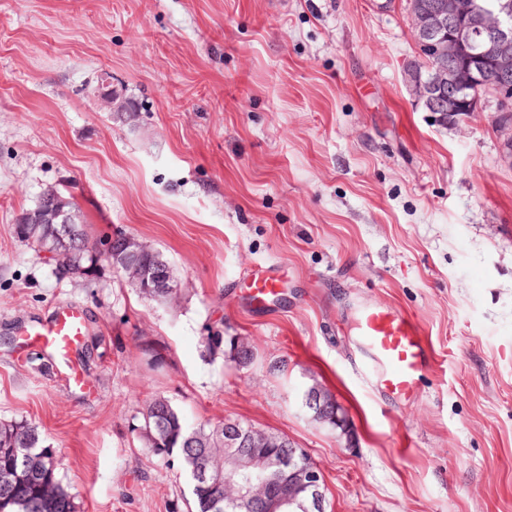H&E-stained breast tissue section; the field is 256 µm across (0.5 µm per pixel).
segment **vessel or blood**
Instances as JSON below:
<instances>
[{
    "instance_id": "1",
    "label": "vessel or blood",
    "mask_w": 512,
    "mask_h": 512,
    "mask_svg": "<svg viewBox=\"0 0 512 512\" xmlns=\"http://www.w3.org/2000/svg\"><path fill=\"white\" fill-rule=\"evenodd\" d=\"M279 293L278 280L269 274H255L245 300L249 305H267ZM84 315L80 309L67 307L56 311L47 324L29 331L31 343L57 361L68 363L83 336ZM368 359L386 393L411 399L422 378L434 365L433 353L412 317L392 308L365 310L357 323Z\"/></svg>"
}]
</instances>
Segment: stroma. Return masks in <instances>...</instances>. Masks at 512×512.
I'll list each match as a JSON object with an SVG mask.
<instances>
[{
  "mask_svg": "<svg viewBox=\"0 0 512 512\" xmlns=\"http://www.w3.org/2000/svg\"><path fill=\"white\" fill-rule=\"evenodd\" d=\"M416 56L406 0H0V422L36 426L76 512H187L182 466L129 430L158 392L192 427L287 434L331 512H512V162L493 110L416 105ZM50 187L160 252L177 300L17 239ZM268 268L280 297L242 307ZM67 305L83 387L19 333ZM369 308L433 351L414 399L354 366ZM215 334L255 362L210 358ZM317 379L352 439L309 421ZM241 337L246 343L243 345V350L239 351L236 355L234 354V339ZM204 347L206 353L214 359L222 355L232 359L239 366H249L253 363L256 358L255 348L246 336H222V340H211V336L203 338ZM248 351L250 354L248 355ZM242 352L241 360L239 359V353ZM216 356V357H215Z\"/></svg>",
  "mask_w": 512,
  "mask_h": 512,
  "instance_id": "obj_1",
  "label": "stroma"
}]
</instances>
